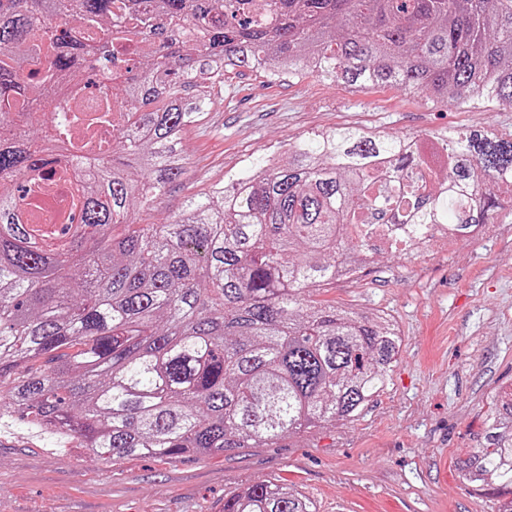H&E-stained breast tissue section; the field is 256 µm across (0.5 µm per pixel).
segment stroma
Wrapping results in <instances>:
<instances>
[{
	"label": "stroma",
	"instance_id": "1",
	"mask_svg": "<svg viewBox=\"0 0 512 512\" xmlns=\"http://www.w3.org/2000/svg\"><path fill=\"white\" fill-rule=\"evenodd\" d=\"M354 125L424 137L490 126L512 131V107L437 108L420 93L355 90L316 76L269 86L232 74L211 91L182 140L189 169L146 204L165 223L191 196L228 183L251 158L287 160L300 136ZM322 299L389 314L403 338L384 391L355 420L291 436L275 448L118 462L49 449L17 430L0 436V512H222L225 493L266 480L294 486L317 512H495L456 470L477 446L482 415L512 385V236L459 237L452 253L385 251Z\"/></svg>",
	"mask_w": 512,
	"mask_h": 512
}]
</instances>
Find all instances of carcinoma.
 Masks as SVG:
<instances>
[{
  "label": "carcinoma",
  "mask_w": 512,
  "mask_h": 512,
  "mask_svg": "<svg viewBox=\"0 0 512 512\" xmlns=\"http://www.w3.org/2000/svg\"><path fill=\"white\" fill-rule=\"evenodd\" d=\"M116 0H0V432L20 425L59 451L211 455L272 448L354 420L389 384L402 339L314 293L368 239L352 224L512 220V133L429 142L344 126L313 132L288 161L255 158L229 186L189 197L164 224L131 211L186 170L182 135L208 89L260 71L273 85L318 77L396 86L432 103L512 105V0H129L125 36L150 64L128 67L122 129L91 157L36 148L28 120L69 73L111 70ZM134 156L114 164V146ZM70 160L78 197L48 232L8 201ZM118 224L126 226L114 234ZM464 480L511 498L512 387L483 415ZM223 512H316L284 483L224 496Z\"/></svg>",
  "instance_id": "1"
}]
</instances>
